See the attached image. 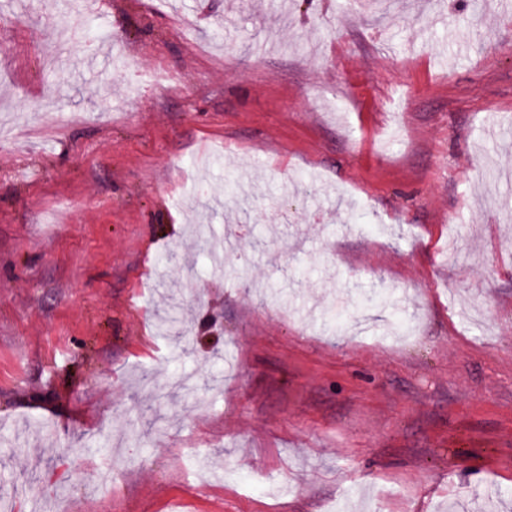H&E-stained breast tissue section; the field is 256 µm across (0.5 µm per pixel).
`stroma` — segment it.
I'll use <instances>...</instances> for the list:
<instances>
[{
    "mask_svg": "<svg viewBox=\"0 0 512 512\" xmlns=\"http://www.w3.org/2000/svg\"><path fill=\"white\" fill-rule=\"evenodd\" d=\"M387 2L0 0L11 512H512V20Z\"/></svg>",
    "mask_w": 512,
    "mask_h": 512,
    "instance_id": "stroma-1",
    "label": "stroma"
}]
</instances>
